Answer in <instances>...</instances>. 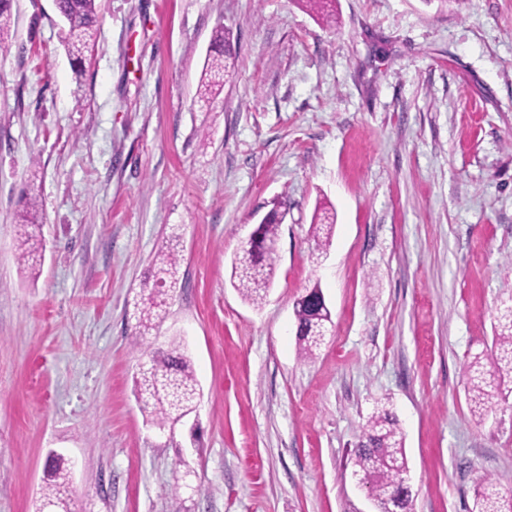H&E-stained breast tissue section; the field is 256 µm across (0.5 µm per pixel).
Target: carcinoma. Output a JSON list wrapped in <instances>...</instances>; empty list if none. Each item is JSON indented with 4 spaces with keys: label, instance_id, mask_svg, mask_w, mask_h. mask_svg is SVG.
Masks as SVG:
<instances>
[{
    "label": "carcinoma",
    "instance_id": "obj_1",
    "mask_svg": "<svg viewBox=\"0 0 512 512\" xmlns=\"http://www.w3.org/2000/svg\"><path fill=\"white\" fill-rule=\"evenodd\" d=\"M97 0H56L60 17L68 26L69 40L66 49L77 63H82L85 53L94 40L97 16ZM322 20L336 21L332 8L335 0H303ZM12 0H0V52L10 48ZM231 31L224 27L215 29L212 42L214 56L208 60L204 75L198 85V96L205 98L213 90L222 87L216 76L227 72L226 58L231 53ZM40 198L39 185L31 183L26 209L19 214V261L23 270L37 277L35 266L40 254V243L28 231L30 215L36 211ZM284 213L270 209L262 224L258 225L256 237L247 241L232 262L231 277L234 287L244 300L259 306L267 297L275 276V242ZM180 259L175 249L168 247L159 251L153 259V277L164 279L165 292H173L179 286ZM165 298L158 289L149 288L141 298L138 327L146 333L163 319ZM296 337L299 354L310 359L323 341L330 310L319 285H314L295 303ZM494 345L500 351L494 367L486 369L482 358L476 356L465 366L468 380V397L472 412L480 417L487 414L503 396L505 380H512V304H503L496 317ZM137 395L146 420L159 426L172 425L191 412L199 393V384L188 357L180 346L157 350L147 355L144 366L135 380ZM354 466L363 477L370 479L376 495L402 482L408 473L405 439L393 413L383 407L369 418L363 440L355 450ZM46 485L43 498L58 504L61 512H69L70 474L68 462L60 455L48 457ZM501 481L486 477L477 491V512H512V492L502 494Z\"/></svg>",
    "mask_w": 512,
    "mask_h": 512
}]
</instances>
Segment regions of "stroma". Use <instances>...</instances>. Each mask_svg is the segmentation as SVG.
I'll return each mask as SVG.
<instances>
[{
    "label": "stroma",
    "mask_w": 512,
    "mask_h": 512,
    "mask_svg": "<svg viewBox=\"0 0 512 512\" xmlns=\"http://www.w3.org/2000/svg\"><path fill=\"white\" fill-rule=\"evenodd\" d=\"M75 77L55 0H13L0 53V512H34L49 452L71 512H375L352 478L377 403L405 435L412 512H476L512 476V393L485 417L512 298V0H97ZM234 69L196 90L217 26ZM42 181L37 278L16 215ZM280 207L260 306L231 261ZM330 209L320 250L313 224ZM177 235L182 286L151 348L180 343L201 389L177 447L133 391L136 315ZM331 311L312 360L293 304ZM192 473L197 493L170 490ZM495 324L494 345L500 351L492 370L485 368L482 358L476 356L465 366L468 380V397L472 412L484 416L503 397L505 379L512 380V304H503ZM499 478L486 477L477 491V512H512V492L503 495Z\"/></svg>",
    "instance_id": "1"
}]
</instances>
